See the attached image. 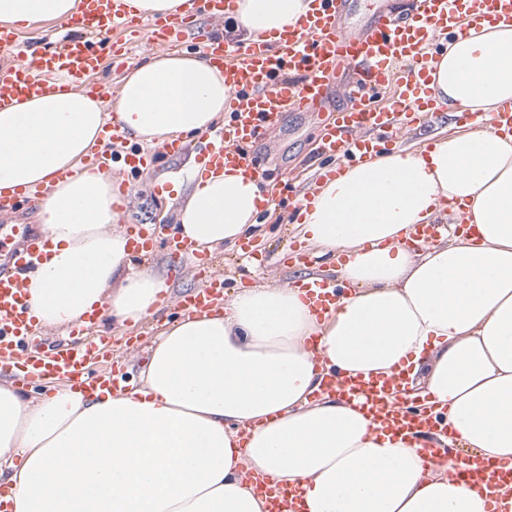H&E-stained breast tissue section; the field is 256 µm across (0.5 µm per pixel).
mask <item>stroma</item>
<instances>
[{
    "label": "stroma",
    "mask_w": 512,
    "mask_h": 512,
    "mask_svg": "<svg viewBox=\"0 0 512 512\" xmlns=\"http://www.w3.org/2000/svg\"><path fill=\"white\" fill-rule=\"evenodd\" d=\"M412 0H350V10L343 20V29L355 32L365 27L371 17L380 11H392L402 15L409 12ZM330 115L326 112H291L284 123L267 132L264 139L251 146L250 151L264 162L266 177L262 184L264 195L269 196L271 208L262 214L264 234L258 237V259L249 261L235 250H218L211 256L214 269L224 276L225 291L240 286L284 285L297 279L303 272L298 254L308 252L306 244L298 242L292 226L299 217L294 212V200L290 193L281 191L283 179H291L295 189H303L316 175L319 168L335 166V159L317 154L315 148L324 124ZM193 154L172 157L157 155L155 163L144 173L128 174L121 165H114L113 176L127 177L133 187L131 202L122 210L121 227L132 224H154L173 228L177 222L179 198L176 191L167 196L157 195L156 184L167 177L186 178L195 168ZM167 236L155 242L151 257L131 255L132 267L150 268L163 275L172 289L173 297H180L198 287L196 278L175 275L166 258ZM98 332L113 338L112 358L120 362L129 381L138 382L140 371L148 363L147 349L151 338L142 329H134L136 341L126 344L129 333L115 325L111 317H103L95 325Z\"/></svg>",
    "instance_id": "35a3bbf8"
}]
</instances>
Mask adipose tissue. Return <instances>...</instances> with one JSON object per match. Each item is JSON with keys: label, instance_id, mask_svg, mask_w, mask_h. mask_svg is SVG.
<instances>
[{"label": "adipose tissue", "instance_id": "ef3b65f1", "mask_svg": "<svg viewBox=\"0 0 512 512\" xmlns=\"http://www.w3.org/2000/svg\"><path fill=\"white\" fill-rule=\"evenodd\" d=\"M312 0H236L227 38L277 39ZM79 0H0V25L70 20ZM430 87L449 116L512 102V27L449 41ZM224 71L167 53L120 81L116 102L73 86L0 108V195L45 186L51 241L23 289L40 326L104 308L121 326L153 318L165 278L126 270L112 177L86 166L109 117L155 147L214 128ZM257 180L233 169L191 182L176 231L198 249L256 226ZM300 240L334 256L317 271L347 289L319 316L290 286L238 289L153 339L135 390L29 396L0 381V483L10 512H266L246 480L300 489L303 512H490L460 484L458 449L512 469V132L456 129L345 168L303 210ZM449 224L416 248V225ZM409 372L414 398L448 409L452 435L387 432L325 391L326 377ZM454 445L427 466L419 448Z\"/></svg>", "mask_w": 512, "mask_h": 512}]
</instances>
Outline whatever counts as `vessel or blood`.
Here are the masks:
<instances>
[{
    "label": "vessel or blood",
    "instance_id": "b4317fda",
    "mask_svg": "<svg viewBox=\"0 0 512 512\" xmlns=\"http://www.w3.org/2000/svg\"><path fill=\"white\" fill-rule=\"evenodd\" d=\"M311 13L271 42L246 45L205 38L190 27L187 18L166 23L151 22L153 38L168 44H188L203 54L216 56L224 78L232 88L231 120L218 135H200L198 165L202 172L236 167L247 178L264 175L261 162L247 151L264 134L278 127L286 113L323 111L330 89L341 85L343 104L321 137L322 153L356 164L387 152L396 132L405 125L438 118L443 105L431 99L426 87L439 36L467 37L471 25L488 23L512 26V0H414L406 17L388 12L375 14L357 35L340 29L347 0H314ZM82 8L72 24L81 37L40 51L30 44L0 33V55L14 63L0 69V107L21 96L55 90L57 74L65 70L85 75L103 58H123L122 47L111 35L129 27L121 0H81ZM461 117L479 126L512 129V103L480 116L462 111ZM127 131L120 122L107 124L103 148L93 165L110 167L112 147L124 143ZM47 239L44 234L25 235L23 242L0 261V370L19 369L21 380L60 379L85 394L116 390L125 374L116 368L89 372L88 367L112 349L110 340L89 335L98 320L90 313L71 325L74 339L32 347L41 329L29 315L23 291L24 277L39 268ZM224 280L208 274L196 294L181 299V306L207 308L223 295ZM304 289L316 309L336 303V283L313 280ZM404 373L364 381L327 379L326 390H338L345 400L357 402L384 429L401 433H426L447 426L445 411L422 405L400 406L395 396L404 392ZM465 486L498 500V490L512 483V473L482 460L468 461L456 474ZM268 512H300L299 491L267 489Z\"/></svg>",
    "mask_w": 512,
    "mask_h": 512
}]
</instances>
